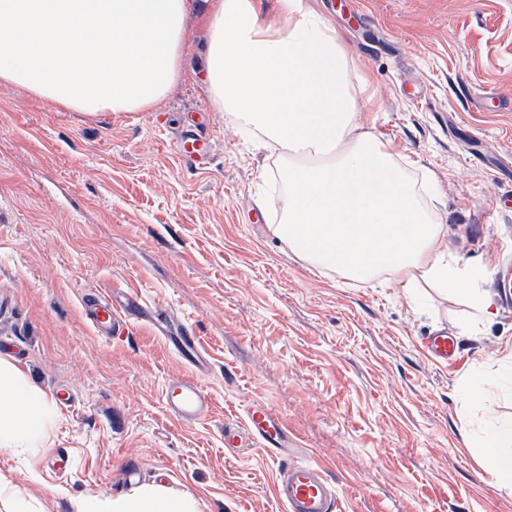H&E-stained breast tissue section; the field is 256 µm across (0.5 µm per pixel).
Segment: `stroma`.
I'll use <instances>...</instances> for the list:
<instances>
[{
  "mask_svg": "<svg viewBox=\"0 0 512 512\" xmlns=\"http://www.w3.org/2000/svg\"><path fill=\"white\" fill-rule=\"evenodd\" d=\"M353 47L375 91L357 120L433 178L438 250L483 265L490 314L439 288L405 295L312 267L274 236L276 150L255 149L201 82L192 0L184 75L148 109L89 115L0 84V358L53 404L40 447L0 451V512H78L161 484L198 512H283L278 463L253 440L224 449L240 405L271 407L336 488L335 512H512L477 442L512 419V385L464 398L512 340V0H306ZM205 130L206 170L167 144ZM123 289L199 336V374L158 325L100 339L84 292ZM447 329L456 361L423 348ZM197 375L214 404L177 423L167 381ZM135 465L137 476L124 471Z\"/></svg>",
  "mask_w": 512,
  "mask_h": 512,
  "instance_id": "stroma-1",
  "label": "stroma"
}]
</instances>
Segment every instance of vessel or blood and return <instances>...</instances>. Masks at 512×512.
Instances as JSON below:
<instances>
[{
	"label": "vessel or blood",
	"instance_id": "b4317fda",
	"mask_svg": "<svg viewBox=\"0 0 512 512\" xmlns=\"http://www.w3.org/2000/svg\"><path fill=\"white\" fill-rule=\"evenodd\" d=\"M171 150L189 166L204 164L207 152L202 134L189 130L171 144ZM82 314L95 334L104 339L121 335L129 322L149 318L159 326L173 325L168 341L179 356L194 370L205 368L207 361L193 330L186 324H171L164 308L148 307L138 296L88 291L82 296ZM430 355L445 362L455 355V343L447 331L428 337ZM164 398L171 415L186 426L206 420L212 411L210 396L204 386L186 378H174L164 389ZM243 419L251 435L267 454L279 461L275 493L285 512H334L335 493L323 470L307 462H295L297 444L272 409L245 404Z\"/></svg>",
	"mask_w": 512,
	"mask_h": 512
}]
</instances>
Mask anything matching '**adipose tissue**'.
<instances>
[{
    "label": "adipose tissue",
    "mask_w": 512,
    "mask_h": 512,
    "mask_svg": "<svg viewBox=\"0 0 512 512\" xmlns=\"http://www.w3.org/2000/svg\"><path fill=\"white\" fill-rule=\"evenodd\" d=\"M190 0H0V84L77 112H137L163 99L180 74ZM203 81L219 111L257 145L281 149L285 188L274 235L310 265L405 294L443 288L478 312L490 300L484 269L437 251L441 227L406 167L356 121L373 103L341 33L304 0H211ZM56 414L19 367L0 359V450L40 443ZM484 452L512 484V421L492 424ZM82 512H197L162 487L86 503Z\"/></svg>",
    "instance_id": "adipose-tissue-1"
}]
</instances>
